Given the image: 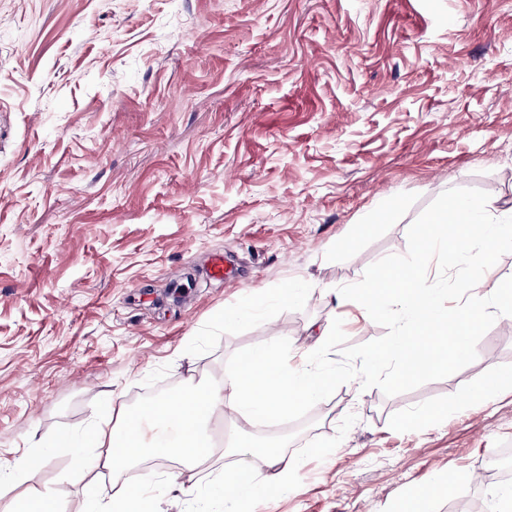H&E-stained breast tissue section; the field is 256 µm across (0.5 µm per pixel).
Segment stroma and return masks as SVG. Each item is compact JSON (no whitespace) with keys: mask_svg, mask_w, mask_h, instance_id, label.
Returning <instances> with one entry per match:
<instances>
[{"mask_svg":"<svg viewBox=\"0 0 512 512\" xmlns=\"http://www.w3.org/2000/svg\"><path fill=\"white\" fill-rule=\"evenodd\" d=\"M450 188L512 212V0H0V469L45 460L0 484V512L57 485L62 512H101L112 475L77 464L88 422L219 382L267 337L311 347L324 289L405 254ZM215 252L230 281L207 277ZM342 320L351 345L386 332L354 301ZM496 375L512 316L414 390L355 379L277 421L215 415L212 461L287 435L300 470L248 512L488 505L512 386L458 395ZM126 477L153 512L224 507L174 460Z\"/></svg>","mask_w":512,"mask_h":512,"instance_id":"obj_1","label":"stroma"}]
</instances>
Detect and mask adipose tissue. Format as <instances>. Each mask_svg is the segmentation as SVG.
Instances as JSON below:
<instances>
[{"instance_id":"adipose-tissue-1","label":"adipose tissue","mask_w":512,"mask_h":512,"mask_svg":"<svg viewBox=\"0 0 512 512\" xmlns=\"http://www.w3.org/2000/svg\"><path fill=\"white\" fill-rule=\"evenodd\" d=\"M314 353H302L298 362L283 367L271 346L253 352L225 374L221 388L197 383L170 399H157L136 410L119 409L116 426L86 427L90 447L102 449L98 466L111 469L115 486L109 500L113 512H121L126 501L146 503L142 487L122 484L125 464L146 458L175 459L195 470L208 456L206 428L216 408H228L239 416L272 420L288 410L320 403L329 393L331 375L323 371ZM301 467L298 457L287 454L280 442L265 447L240 445L224 468V499L229 512L243 505L264 488L287 486ZM264 470L265 483L257 485L255 474Z\"/></svg>"}]
</instances>
